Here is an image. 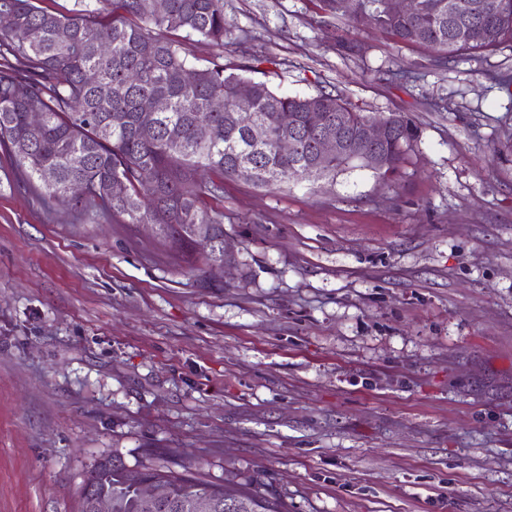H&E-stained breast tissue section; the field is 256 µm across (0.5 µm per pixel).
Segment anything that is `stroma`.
<instances>
[{
	"label": "stroma",
	"instance_id": "stroma-1",
	"mask_svg": "<svg viewBox=\"0 0 512 512\" xmlns=\"http://www.w3.org/2000/svg\"><path fill=\"white\" fill-rule=\"evenodd\" d=\"M224 18L189 57L275 59L274 89L416 137L387 181L225 179L226 263L195 272L0 152V512H76L107 456L286 512H512V42L439 66L319 0Z\"/></svg>",
	"mask_w": 512,
	"mask_h": 512
}]
</instances>
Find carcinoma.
I'll return each instance as SVG.
<instances>
[{
    "instance_id": "cac0c4a2",
    "label": "carcinoma",
    "mask_w": 512,
    "mask_h": 512,
    "mask_svg": "<svg viewBox=\"0 0 512 512\" xmlns=\"http://www.w3.org/2000/svg\"><path fill=\"white\" fill-rule=\"evenodd\" d=\"M479 18L488 27L485 40L465 44L451 42L448 0H420L421 13L411 22L384 16L382 0H359L355 20L392 34L402 43L420 45L445 62L460 50L494 51L512 40V0H473ZM0 13L12 17V25L0 28V150L13 159L20 178L44 182L43 173L54 174L46 188L54 199L73 205L88 200L127 224H156L157 235L174 245L193 262L197 256L210 263L224 257V217L211 215L204 199L224 191V182L198 181L208 169L234 176L238 149L247 144L242 128L227 123V115L240 111L238 91L249 95L250 112L268 131V139L255 148L256 173L252 184L276 188L306 181L310 164L321 166V179L336 178L359 168L350 157L362 149L360 127L376 115L356 109L330 92L311 97L278 92L268 82L247 73L254 64L229 66L218 59L200 65L191 61L179 40L145 36L154 26L166 32L183 31L217 45H224L228 29L224 0H168V9L157 15L150 0H78L68 15L46 12L37 0H0ZM423 28V36L413 28ZM98 73L96 82L84 80L86 70ZM193 72L196 79L185 81ZM164 97L165 112H146L143 100ZM224 98V111L213 112L210 103ZM317 102L331 114L348 119L346 156L319 158L313 131L308 126L306 105ZM42 113L33 126L31 112ZM200 124L210 126V136L198 138ZM298 127L294 153L280 154L279 134ZM414 136L410 123L377 145L387 167L379 178L393 175ZM150 169L153 181L145 184L138 172ZM125 182V195L112 198V183ZM83 182L87 196L68 195V186ZM195 224L212 225L208 246L199 240ZM87 478L98 492L112 499V512H142L139 484L161 479L169 484V507L164 512H193L191 504L207 496L210 512H282L280 504L247 487L228 488L202 480L186 471L144 467L140 469L94 466Z\"/></svg>"
}]
</instances>
